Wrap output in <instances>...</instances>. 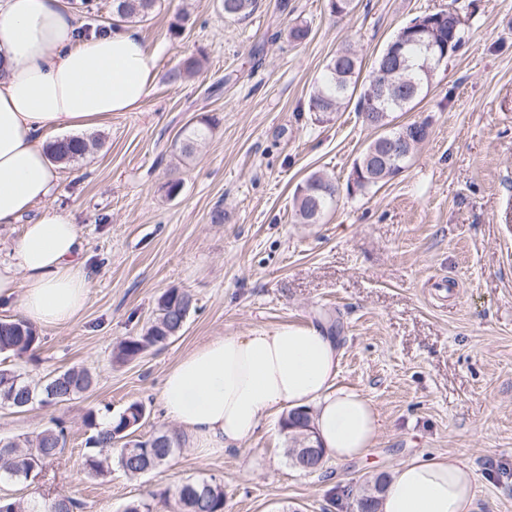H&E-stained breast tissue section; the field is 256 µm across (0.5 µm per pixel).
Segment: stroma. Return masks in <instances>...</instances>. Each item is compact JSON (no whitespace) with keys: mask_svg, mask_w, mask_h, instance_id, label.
Segmentation results:
<instances>
[{"mask_svg":"<svg viewBox=\"0 0 512 512\" xmlns=\"http://www.w3.org/2000/svg\"><path fill=\"white\" fill-rule=\"evenodd\" d=\"M453 1L466 42L397 115L401 124L427 121L428 139L398 177L341 193L321 223H297V185L315 172L346 183L377 136L354 104L309 111L327 62L349 46L370 69L401 27ZM355 4L339 16L329 0H259L234 21L218 0H158L136 23L155 55L150 93L98 128V148L61 166L51 199L85 241L86 306L73 324L40 330L33 351L0 353V369L32 387L73 367L93 384L66 402L0 405V438L24 440L55 418L69 432L38 482H0V495L26 503L64 492L82 512L148 499L153 512H169L157 492L212 477L224 486V512H356L345 488L449 453L474 474L478 512H512V0ZM300 22L311 35L298 45L287 30ZM188 57L200 68L173 78ZM204 116L217 127L180 159L183 130ZM174 179L182 187L171 196ZM217 208L220 224L210 219ZM171 288L194 299L181 333L116 362L117 345L145 332ZM312 322L339 339L337 386L360 391L378 412L368 455H328L317 472L299 471L276 412L239 448L199 456L161 408L165 372L213 337ZM133 401L146 405L136 438L174 434L180 454L135 478L116 464L88 477L85 413L105 421Z\"/></svg>","mask_w":512,"mask_h":512,"instance_id":"35a3bbf8","label":"stroma"}]
</instances>
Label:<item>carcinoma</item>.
<instances>
[{
	"mask_svg": "<svg viewBox=\"0 0 512 512\" xmlns=\"http://www.w3.org/2000/svg\"><path fill=\"white\" fill-rule=\"evenodd\" d=\"M156 0H112V16L115 22L144 21L154 8ZM219 6L224 16L233 19H246L258 6V0H220ZM424 47L411 42L403 49V59L399 61L406 80L391 85L387 90L389 101L385 104H370L365 93H360L357 111L384 112L387 119L383 130L372 140L354 161L351 173L357 174L354 187L347 193L362 192L369 188L386 184L407 168L411 155H395L387 169L376 166V155L387 149L389 141H399L401 131L413 123L394 125L393 114L408 112L421 92L429 87V74L419 69L424 62ZM362 71V60L355 50L344 47L336 52L313 88L309 97V111L336 112L350 100ZM213 117H204L187 131L180 141L179 152L188 158L198 144L206 139L216 127ZM91 143L80 137L65 138L54 146L52 157L59 163H69L85 156ZM305 190L295 191L293 210L296 221L301 224H318L328 209L336 202L341 188L336 179L314 173L304 181ZM193 308L192 295L177 288L164 292L158 300L156 317L153 323L140 336H129L118 345L115 359L125 363L135 360L150 348L166 344L178 335ZM40 343L36 328L22 319L0 320V353L11 352L23 355L34 350ZM12 383L0 388V404L16 409L29 406L34 399V390L21 376L7 369H0V384L6 379ZM92 385V376L85 369L70 368L47 378L41 386L44 404L70 401L87 391ZM145 415L143 403L133 401L112 418L107 428L97 426V414L89 410L84 415L86 427L94 430L90 436L84 466L88 476L95 478L108 473V462L117 459L122 470L138 476L169 463L181 451L180 439L172 434L160 432L145 441H134V447L119 445L123 438L135 432L139 419ZM281 431L285 434L287 454L291 464L300 468L295 449L303 448L317 441L312 415L307 408L291 409L280 421ZM66 445L64 429L60 423L47 427L35 436L20 444L13 439L0 440V479L6 478L26 482L29 475H38L43 465L57 458ZM347 495L356 502H372L380 495L375 484L366 483L347 490ZM173 512H224V486L213 479L187 481L177 487L174 496ZM81 503L74 497L62 492L52 497L34 501L28 506L29 512H79Z\"/></svg>",
	"mask_w": 512,
	"mask_h": 512,
	"instance_id": "obj_1",
	"label": "carcinoma"
}]
</instances>
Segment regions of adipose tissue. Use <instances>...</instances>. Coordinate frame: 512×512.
<instances>
[{
  "mask_svg": "<svg viewBox=\"0 0 512 512\" xmlns=\"http://www.w3.org/2000/svg\"><path fill=\"white\" fill-rule=\"evenodd\" d=\"M153 69L134 29L87 34L69 0H0V225L43 209L0 266V297L18 296L33 325L67 326L88 296L79 229L47 206L58 183L50 147L57 133L138 108ZM341 356L319 323L218 336L166 372L159 399L204 457L239 446L278 410L311 405L325 451L361 459L378 415L361 392L337 387ZM474 501L472 471L448 455L400 464L380 512H473Z\"/></svg>",
  "mask_w": 512,
  "mask_h": 512,
  "instance_id": "ef3b65f1",
  "label": "adipose tissue"
}]
</instances>
